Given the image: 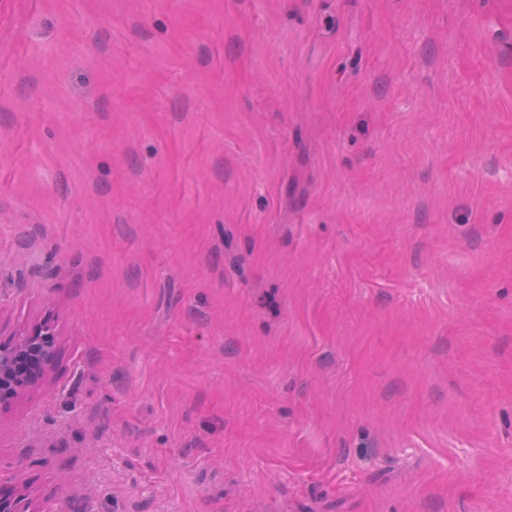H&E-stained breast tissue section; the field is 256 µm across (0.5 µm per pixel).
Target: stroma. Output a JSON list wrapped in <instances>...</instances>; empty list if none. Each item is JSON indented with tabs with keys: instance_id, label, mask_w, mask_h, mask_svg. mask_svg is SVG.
Returning a JSON list of instances; mask_svg holds the SVG:
<instances>
[{
	"instance_id": "obj_1",
	"label": "stroma",
	"mask_w": 512,
	"mask_h": 512,
	"mask_svg": "<svg viewBox=\"0 0 512 512\" xmlns=\"http://www.w3.org/2000/svg\"><path fill=\"white\" fill-rule=\"evenodd\" d=\"M46 318L34 512H512V0H0Z\"/></svg>"
}]
</instances>
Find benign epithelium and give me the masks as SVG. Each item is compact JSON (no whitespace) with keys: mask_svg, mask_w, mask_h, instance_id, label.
Here are the masks:
<instances>
[{"mask_svg":"<svg viewBox=\"0 0 512 512\" xmlns=\"http://www.w3.org/2000/svg\"><path fill=\"white\" fill-rule=\"evenodd\" d=\"M59 356L58 332L50 323H35L8 337L0 332V414L46 386ZM28 497L24 484L0 481V512H24L21 503Z\"/></svg>","mask_w":512,"mask_h":512,"instance_id":"obj_1","label":"benign epithelium"}]
</instances>
